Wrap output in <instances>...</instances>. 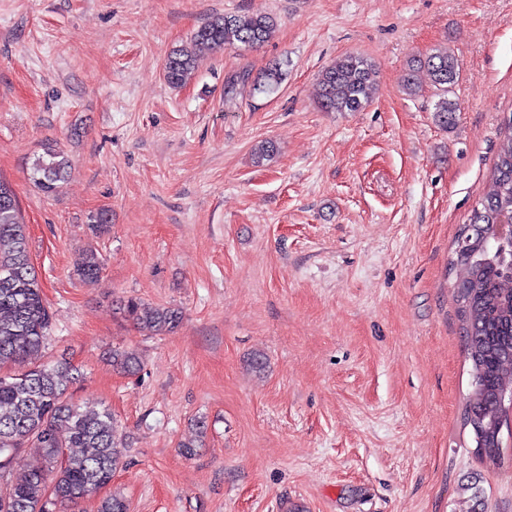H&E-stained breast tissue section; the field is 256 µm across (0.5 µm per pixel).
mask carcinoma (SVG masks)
<instances>
[{
	"instance_id": "obj_1",
	"label": "carcinoma",
	"mask_w": 512,
	"mask_h": 512,
	"mask_svg": "<svg viewBox=\"0 0 512 512\" xmlns=\"http://www.w3.org/2000/svg\"><path fill=\"white\" fill-rule=\"evenodd\" d=\"M276 31L270 15L248 13L215 17L193 33L191 47L172 50L164 62L165 79L181 87L191 78L197 55L231 48H256L269 42ZM425 67L438 90L434 118L446 128L458 103L453 86L458 60L451 51L412 59L403 79L406 94L417 93L415 67ZM376 68L362 55L348 53L327 66L320 79V107L326 112H357L369 102ZM282 82L278 68L266 70L254 89L273 93ZM69 161L52 148L32 165L38 187L50 193L64 179ZM512 214V114L504 121L497 160L489 177V190L473 209L470 223L485 228L483 239L460 246L450 270L455 273V298L464 346L472 366V391L467 418L486 432V458L500 457L503 410L499 396L512 393V245L496 239L492 225ZM101 262L91 253L77 266L83 280L99 278ZM119 309L138 329L155 336L174 333L182 312L170 306L152 305L135 298L119 302ZM51 325L35 266L32 264L25 224L16 195L0 197V480L21 462L19 451L28 441L42 448V455L24 462V478L0 485V512H55L58 506H74L105 490L119 468L112 413L82 406L68 396L76 380L66 362L28 365L41 351ZM112 365L126 374L140 370L134 351H112ZM206 424L195 423L193 437L180 444L187 456L194 454ZM66 448H79L67 454ZM97 512H129L126 500L114 493L99 498Z\"/></svg>"
}]
</instances>
